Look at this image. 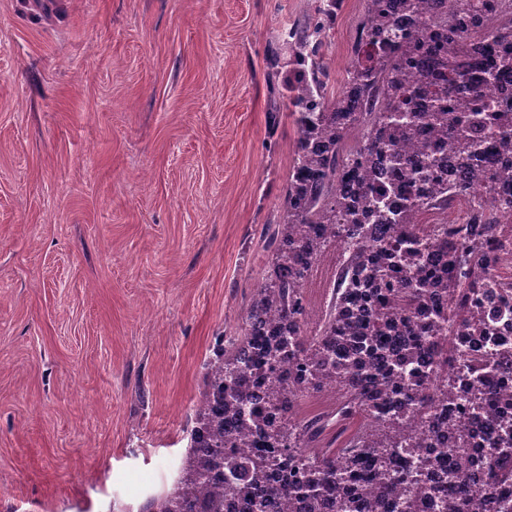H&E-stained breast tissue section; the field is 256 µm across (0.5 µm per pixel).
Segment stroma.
Listing matches in <instances>:
<instances>
[{
  "mask_svg": "<svg viewBox=\"0 0 512 512\" xmlns=\"http://www.w3.org/2000/svg\"><path fill=\"white\" fill-rule=\"evenodd\" d=\"M311 0H0V512H145L266 263ZM362 0L324 59L341 88Z\"/></svg>",
  "mask_w": 512,
  "mask_h": 512,
  "instance_id": "stroma-1",
  "label": "stroma"
}]
</instances>
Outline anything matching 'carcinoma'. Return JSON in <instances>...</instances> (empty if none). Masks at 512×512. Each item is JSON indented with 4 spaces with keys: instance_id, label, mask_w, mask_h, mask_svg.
Segmentation results:
<instances>
[{
    "instance_id": "obj_1",
    "label": "carcinoma",
    "mask_w": 512,
    "mask_h": 512,
    "mask_svg": "<svg viewBox=\"0 0 512 512\" xmlns=\"http://www.w3.org/2000/svg\"><path fill=\"white\" fill-rule=\"evenodd\" d=\"M342 0H317L306 26L288 31L293 54L278 81V99L296 111V141L278 219L266 226L265 273L237 336L215 337L203 363L204 391L191 419L186 453L169 490L150 512H225L230 500L246 512H383L403 498V512H468L471 480L456 473L448 484L414 493L435 467L423 450L425 435L404 419L406 410L433 420L437 407L458 400L445 373L457 355L446 324L480 326L479 292L495 268V225L512 216V112H490L467 67L482 66V40L492 33L512 64V6L488 0L484 10L448 0H363L353 58L339 94L328 93L331 74L322 61L325 38ZM428 13L429 27H404L398 17ZM463 97L467 111H448ZM501 130L495 144L504 165L486 173L481 189L493 209L477 212L469 233L454 224L421 231L430 208L446 210L465 193L447 176L483 162L481 130ZM448 141L444 159L437 143ZM413 195L391 211L399 183L382 182L386 168ZM353 184L343 183L345 169ZM394 231L376 237L372 223ZM347 255L333 300L318 332L306 333L305 288L315 264L337 244ZM439 371L397 378L429 353ZM471 394L492 406L496 391L484 378ZM333 392L342 422L359 420L339 448L311 453L324 439L329 415L298 416L310 393ZM267 453L250 451L248 435ZM489 449L494 481L512 487V443ZM404 446L419 457L415 469L396 471L391 459Z\"/></svg>"
}]
</instances>
